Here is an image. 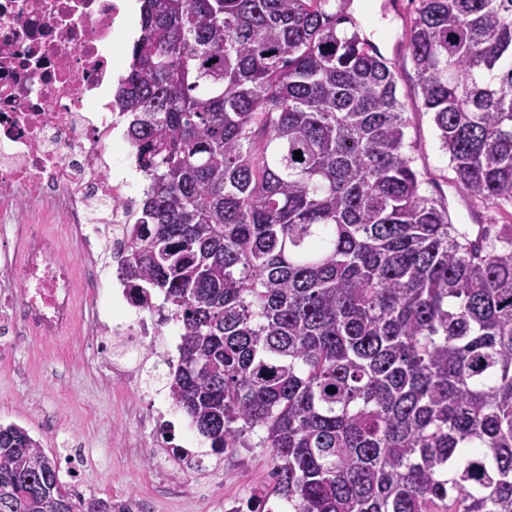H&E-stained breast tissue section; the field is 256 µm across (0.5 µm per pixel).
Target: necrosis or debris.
Returning a JSON list of instances; mask_svg holds the SVG:
<instances>
[{
    "instance_id": "necrosis-or-debris-1",
    "label": "necrosis or debris",
    "mask_w": 512,
    "mask_h": 512,
    "mask_svg": "<svg viewBox=\"0 0 512 512\" xmlns=\"http://www.w3.org/2000/svg\"><path fill=\"white\" fill-rule=\"evenodd\" d=\"M135 29L124 0H0V361L29 338L83 336L132 383L112 337L141 353L181 332L149 319L132 289L112 290L99 260L105 225L111 251L123 249L119 227L146 188L129 173L133 150L111 100L118 48Z\"/></svg>"
}]
</instances>
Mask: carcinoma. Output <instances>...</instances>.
<instances>
[{
  "label": "carcinoma",
  "mask_w": 512,
  "mask_h": 512,
  "mask_svg": "<svg viewBox=\"0 0 512 512\" xmlns=\"http://www.w3.org/2000/svg\"><path fill=\"white\" fill-rule=\"evenodd\" d=\"M140 2L122 274L181 324L175 406L268 449L255 504L512 512V224L452 223L406 138L431 114L459 191L512 205V0H417L407 92L345 0ZM0 512L115 507L10 424Z\"/></svg>",
  "instance_id": "carcinoma-1"
}]
</instances>
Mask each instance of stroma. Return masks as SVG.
<instances>
[{
    "mask_svg": "<svg viewBox=\"0 0 512 512\" xmlns=\"http://www.w3.org/2000/svg\"><path fill=\"white\" fill-rule=\"evenodd\" d=\"M415 8L414 0H351L348 6L381 54L397 60L404 92L415 83L405 54ZM408 119L415 168L449 204L454 223H468L430 114L412 110ZM166 384L148 366L138 385L110 380L80 337L61 343L38 338L13 361L0 363V424L25 428L57 459L80 455L84 495L134 496L147 501L149 512H224L225 502L245 504L270 484L271 457L264 448L218 456L202 438L204 467L181 468L172 448L182 444L189 419L173 405Z\"/></svg>",
    "mask_w": 512,
    "mask_h": 512,
    "instance_id": "1",
    "label": "stroma"
}]
</instances>
